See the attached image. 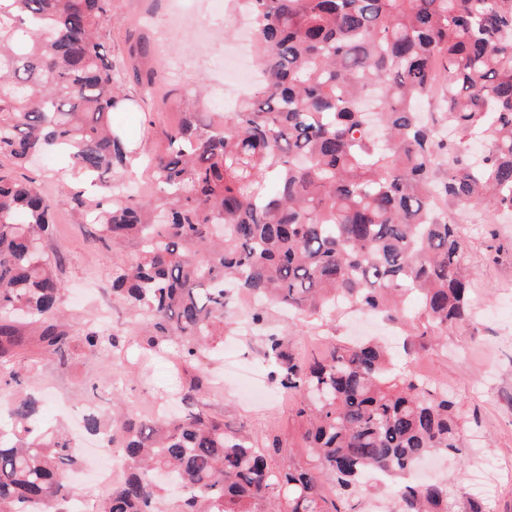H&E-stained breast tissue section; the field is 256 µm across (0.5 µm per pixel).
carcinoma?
<instances>
[{"label": "carcinoma", "instance_id": "cac0c4a2", "mask_svg": "<svg viewBox=\"0 0 512 512\" xmlns=\"http://www.w3.org/2000/svg\"><path fill=\"white\" fill-rule=\"evenodd\" d=\"M116 8L0 0V155L93 177L101 201H74L105 238L138 246L112 272V298L145 325L147 351L194 367L242 300L255 329L271 306L299 317L338 303L421 339L476 325L470 245L448 211L512 215V0H245L260 85L231 111L184 113L140 204L113 178L131 155L112 125L128 97L102 43ZM54 206L0 175V359L20 357L18 318L40 324V349L63 365L121 344L93 324L67 328L44 246ZM266 341L280 386L302 398L310 464L271 466L211 415L195 380L176 390L192 408L175 418L84 416L102 447L121 449L123 478L98 512H357L368 472L399 479L397 512H458L447 485L403 481L433 453L468 457L455 401L394 373L372 341L312 360ZM42 407L0 403V512H69L80 452L65 432H37Z\"/></svg>", "mask_w": 512, "mask_h": 512}]
</instances>
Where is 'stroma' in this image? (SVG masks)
I'll use <instances>...</instances> for the list:
<instances>
[{"mask_svg":"<svg viewBox=\"0 0 512 512\" xmlns=\"http://www.w3.org/2000/svg\"><path fill=\"white\" fill-rule=\"evenodd\" d=\"M174 0H119L118 10L107 28L105 47L113 59L121 61V84L135 102L127 112L117 113L123 134L137 157L125 177L146 186L148 176L142 157L157 149L170 126L179 118V103L187 87L200 89L197 109L210 111L223 98L227 77L216 63L237 44L236 32L243 20L232 10L216 19L218 38L197 43L192 34L171 24ZM159 72L161 81L152 94H145L150 72ZM0 170L34 185L56 201L52 215L50 250L60 255V276L66 285L62 307L70 325L80 326L109 316L108 328L126 338L121 357L89 356L74 352L71 362L59 365L35 348L36 326L22 325L18 333L27 343L37 363L22 373L27 392L49 396L41 421L44 426L62 424L54 402L61 399L80 406L93 402L95 395L118 392L121 411L151 414L154 396L165 391L172 365L165 358L144 355L135 336L138 325L123 304L112 299V271L130 262L135 244L117 248L99 237L96 225L86 223L72 200L81 185L54 162L24 166L8 156H0ZM471 243L469 273L471 299L484 310L476 328L459 326L448 332L443 348L403 350L404 336L386 337L396 352V368L419 380H434L438 389L448 391L459 403L467 423L465 444L470 461L439 455L433 465L436 477L447 478L458 500L482 495L486 512H512V223L487 220L470 214L462 226ZM275 333L301 358L319 356L323 343L314 323L289 322L279 310L268 316L265 331L224 339V355L202 357L198 366L205 391L203 401L213 416L230 429L251 436L259 447L278 440L276 464H306L308 452L302 440V421L296 415L300 398L282 391L271 373L259 380L265 400H254L246 390L229 382L216 387L224 372L250 361H262L265 333Z\"/></svg>","mask_w":512,"mask_h":512,"instance_id":"stroma-1","label":"stroma"}]
</instances>
